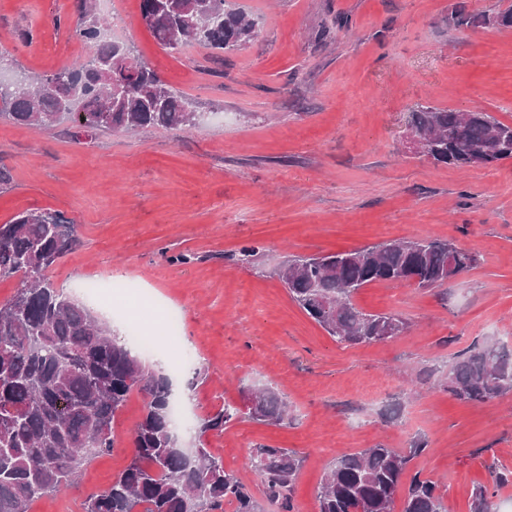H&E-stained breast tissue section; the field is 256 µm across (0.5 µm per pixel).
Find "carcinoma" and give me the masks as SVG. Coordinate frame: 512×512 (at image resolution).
Here are the masks:
<instances>
[{
  "label": "carcinoma",
  "mask_w": 512,
  "mask_h": 512,
  "mask_svg": "<svg viewBox=\"0 0 512 512\" xmlns=\"http://www.w3.org/2000/svg\"><path fill=\"white\" fill-rule=\"evenodd\" d=\"M74 36L85 60L31 83L0 87V119L52 127L72 91L69 118L91 131L136 132L149 127L185 129L203 116L129 47L104 37L106 21L91 0H78ZM142 22L165 51L194 42L237 50L256 35L258 22L225 8V0H140ZM483 22L512 28V6ZM411 132L432 131L425 157L436 165L486 167L512 158V124L487 112H459L419 105ZM76 242L75 225L59 213L30 210L0 224V279H16L11 299L0 305V512H31L46 495L69 486L91 459L114 446L112 424L129 394L144 397L132 433V456L110 487L88 498L85 512H258L252 494L204 443L189 452L175 442L169 378L130 351L108 323L75 301L47 275ZM336 255H298L285 287L291 299L337 343L371 344L399 335L408 322L393 312L367 313L355 294L369 284L442 285L472 267L475 255L437 239L385 241ZM446 388L465 402H492L512 392V351L477 343L447 363ZM260 414L230 404L199 421V432L224 431L247 414L273 425L290 419L285 397L259 389ZM422 437L399 451L379 444L334 458L317 491L318 512H447L436 483L414 475L401 493L410 460L426 450ZM251 466L266 497L291 502L302 458L287 448L260 446ZM512 484V472L495 473L493 489H475L470 512H497L495 498Z\"/></svg>",
  "instance_id": "carcinoma-1"
}]
</instances>
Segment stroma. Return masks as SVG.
Here are the masks:
<instances>
[{
  "instance_id": "35a3bbf8",
  "label": "stroma",
  "mask_w": 512,
  "mask_h": 512,
  "mask_svg": "<svg viewBox=\"0 0 512 512\" xmlns=\"http://www.w3.org/2000/svg\"><path fill=\"white\" fill-rule=\"evenodd\" d=\"M77 0H0V54L13 81L70 65L86 48L71 35ZM259 19L233 52L188 45L165 52L140 0H110L121 44L150 64L204 117L189 130L87 132L69 121L34 129L0 119V224L26 210L63 214L79 244L49 270L75 292L82 277L130 282L181 319L192 367L193 419L224 404L247 408L271 387L291 409L274 426L248 417L205 446L265 512L251 469L261 445L303 459L293 512H318L317 488L336 456L424 437L409 473L436 482L448 512H470L491 468L512 469V393L463 403L442 364L473 344L512 346V159L492 167L435 165L407 153L417 105L480 110L512 123V28L479 17L512 0H230ZM32 30L33 41L21 39ZM437 238L475 264L431 288L374 283L354 298L409 323L371 345L342 346L289 296L276 269L294 255L392 239ZM255 248L251 264L238 260ZM187 262H179V255ZM204 369L203 380H194ZM144 399L117 414L115 446L33 512H84L129 464Z\"/></svg>"
}]
</instances>
